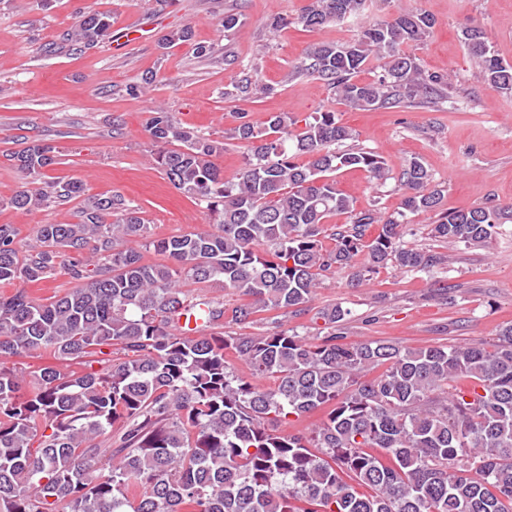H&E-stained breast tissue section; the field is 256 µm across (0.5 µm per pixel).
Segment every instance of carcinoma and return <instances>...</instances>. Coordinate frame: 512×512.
Here are the masks:
<instances>
[{
    "instance_id": "obj_1",
    "label": "carcinoma",
    "mask_w": 512,
    "mask_h": 512,
    "mask_svg": "<svg viewBox=\"0 0 512 512\" xmlns=\"http://www.w3.org/2000/svg\"><path fill=\"white\" fill-rule=\"evenodd\" d=\"M363 5L305 0L294 24L340 25ZM111 27V15L81 12L63 40L92 49ZM432 27L400 6L349 40L311 45L288 78L321 80L353 110L444 103L448 75L407 51ZM462 40L484 82L512 95V64L491 52L484 32L468 28ZM371 64L373 79L358 80ZM254 73L241 65L224 96L265 92ZM146 131L153 163L205 204L215 230L149 241L139 208L122 195L84 199L79 179L48 175L54 147L3 154L23 180L9 206L82 202L78 221L37 225L27 247L0 224V283L19 285L0 294V512H512V327L489 347L347 344L336 328L349 312L333 305L318 312L327 330L318 343L280 325L252 336L225 331L261 311H303L338 273L359 282L390 263L448 267L451 256L400 243L410 215L434 214L429 235L449 246L487 247L512 223V206L448 210L445 190L413 158L397 179L399 210H356L337 172L362 169L380 188L391 175L331 110L302 119L269 112L261 123L239 112L217 139L157 105ZM234 143L246 152L226 178L213 158ZM336 214L348 221L327 225ZM143 248L161 259L144 262ZM59 269L75 282L63 294L41 302L24 288ZM211 282L248 301L229 306L184 290ZM191 317L196 327H179ZM47 351L85 369L46 365L26 379L8 366ZM233 359L272 385L237 375ZM317 410L325 417L310 433L283 429L289 416ZM114 431V446L101 447Z\"/></svg>"
}]
</instances>
